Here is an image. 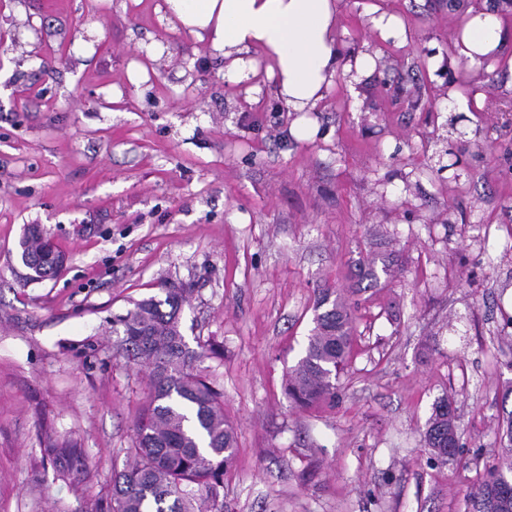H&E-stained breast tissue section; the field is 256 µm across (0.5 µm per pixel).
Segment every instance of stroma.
Masks as SVG:
<instances>
[{"label": "stroma", "instance_id": "stroma-1", "mask_svg": "<svg viewBox=\"0 0 512 512\" xmlns=\"http://www.w3.org/2000/svg\"><path fill=\"white\" fill-rule=\"evenodd\" d=\"M362 3L341 0L347 55ZM383 3L409 44L372 45L357 100L341 76L290 112L270 84L226 83L162 0H0V512L106 499L149 398L112 317L164 282L187 290L189 347L223 348L200 368L237 435L227 512H466L512 382V69L449 63L448 0ZM30 224L68 257L39 284L15 272ZM325 286L353 354L335 400L302 409L286 377ZM445 396L465 467L423 441ZM66 440L82 465L64 476L45 449Z\"/></svg>", "mask_w": 512, "mask_h": 512}]
</instances>
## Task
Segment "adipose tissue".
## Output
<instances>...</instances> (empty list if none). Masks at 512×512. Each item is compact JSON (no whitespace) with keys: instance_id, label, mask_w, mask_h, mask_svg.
<instances>
[{"instance_id":"obj_1","label":"adipose tissue","mask_w":512,"mask_h":512,"mask_svg":"<svg viewBox=\"0 0 512 512\" xmlns=\"http://www.w3.org/2000/svg\"><path fill=\"white\" fill-rule=\"evenodd\" d=\"M190 34L224 56V75L238 84L266 72L292 112H314L342 67L339 0H164ZM463 22L452 37L455 57L499 59L507 34L492 0H462ZM369 36L403 46L405 25L374 4L363 7Z\"/></svg>"}]
</instances>
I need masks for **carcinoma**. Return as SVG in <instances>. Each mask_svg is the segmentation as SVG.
<instances>
[{"instance_id": "1", "label": "carcinoma", "mask_w": 512, "mask_h": 512, "mask_svg": "<svg viewBox=\"0 0 512 512\" xmlns=\"http://www.w3.org/2000/svg\"><path fill=\"white\" fill-rule=\"evenodd\" d=\"M61 255L34 225L19 241V263L43 268L49 279L62 270ZM162 293L131 301L112 319V326L122 328L118 353L148 371L151 399L135 424L132 462L112 471L105 505L96 512H224V469L233 459L236 433L224 419L223 395L197 369L220 347L189 349L181 331L186 291L166 286ZM351 325L350 310L336 291L321 289L305 355L287 375L286 393L297 406L336 397L337 371L350 357ZM454 417V400L443 397L424 431L432 459L441 464L466 463L461 445L448 443ZM499 436L502 463L467 496L469 512H512V411ZM50 451L64 472L82 464L75 447L52 445Z\"/></svg>"}]
</instances>
